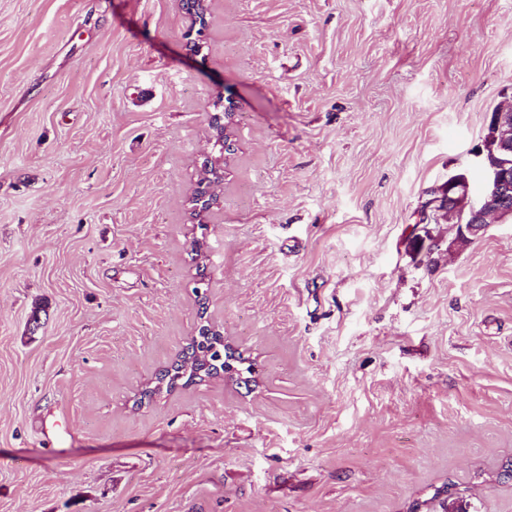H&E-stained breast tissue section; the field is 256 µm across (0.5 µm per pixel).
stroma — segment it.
Masks as SVG:
<instances>
[{"label":"stroma","mask_w":512,"mask_h":512,"mask_svg":"<svg viewBox=\"0 0 512 512\" xmlns=\"http://www.w3.org/2000/svg\"><path fill=\"white\" fill-rule=\"evenodd\" d=\"M188 28L0 0V512H512V223L411 250L432 189L482 187L512 0H211L200 58ZM202 304L259 386L135 407ZM213 102L217 104V108L220 110L218 113L213 114L219 118V124L221 126V135L219 136L220 140L217 146L224 145V148H221L219 155L212 153L206 155L207 164L209 168L213 166L215 170H224V163L236 146V141L234 139V125L237 109L235 102L230 98L224 99V95L220 91L216 93Z\"/></svg>","instance_id":"35a3bbf8"}]
</instances>
